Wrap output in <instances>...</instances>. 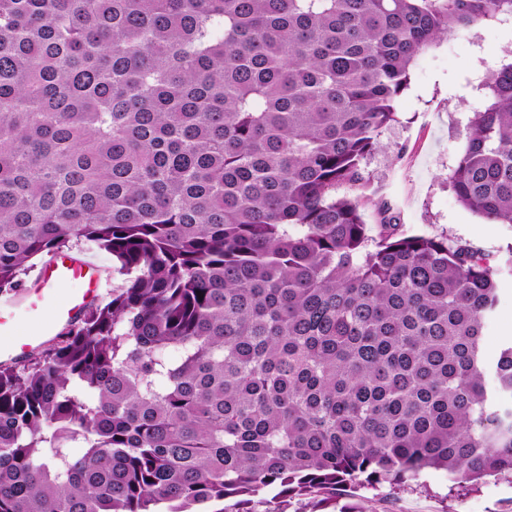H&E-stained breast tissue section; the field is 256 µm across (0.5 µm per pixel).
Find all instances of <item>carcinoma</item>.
<instances>
[{
	"mask_svg": "<svg viewBox=\"0 0 512 512\" xmlns=\"http://www.w3.org/2000/svg\"><path fill=\"white\" fill-rule=\"evenodd\" d=\"M507 21L512 0H0V293L71 243L122 277L0 365V512L511 479L512 341L481 337L512 251L362 210L417 58ZM482 88L450 182L512 224V62Z\"/></svg>",
	"mask_w": 512,
	"mask_h": 512,
	"instance_id": "1",
	"label": "carcinoma"
}]
</instances>
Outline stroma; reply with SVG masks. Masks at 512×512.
I'll return each mask as SVG.
<instances>
[{
	"label": "stroma",
	"instance_id": "1",
	"mask_svg": "<svg viewBox=\"0 0 512 512\" xmlns=\"http://www.w3.org/2000/svg\"><path fill=\"white\" fill-rule=\"evenodd\" d=\"M512 59V26L486 24L451 33L416 62L397 120L384 130L380 149L364 164L369 182L366 223L380 220V208L409 234H447L497 260L512 250V224H499L462 207L448 178L467 139L468 119L484 99L477 90L489 65ZM58 293H47L36 307H20L0 332V349L37 330L47 348L60 330L53 324ZM512 340V279L500 283L496 313L482 346L493 356ZM366 512H512V483L487 479L478 488L449 489L431 473L404 488L367 491Z\"/></svg>",
	"mask_w": 512,
	"mask_h": 512
}]
</instances>
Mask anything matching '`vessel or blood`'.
<instances>
[{
    "instance_id": "1",
    "label": "vessel or blood",
    "mask_w": 512,
    "mask_h": 512,
    "mask_svg": "<svg viewBox=\"0 0 512 512\" xmlns=\"http://www.w3.org/2000/svg\"><path fill=\"white\" fill-rule=\"evenodd\" d=\"M67 283L76 284L74 292L64 295L57 304L55 322H70L99 297L100 271L91 261L78 260L60 253L53 257L44 271L40 283L34 284L27 292L29 303H37L48 293L50 286Z\"/></svg>"
}]
</instances>
